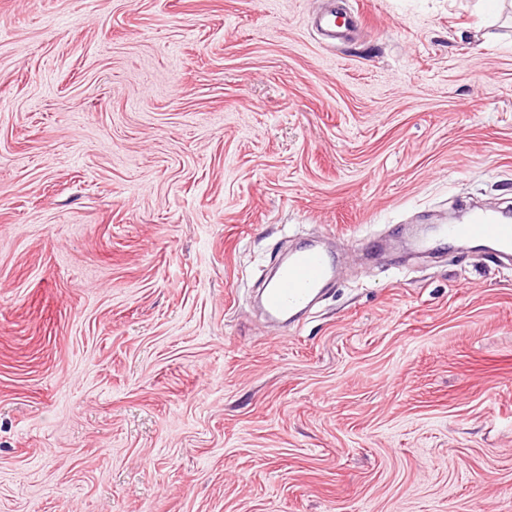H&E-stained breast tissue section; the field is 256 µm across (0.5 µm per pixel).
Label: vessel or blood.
<instances>
[{
	"label": "vessel or blood",
	"instance_id": "b4317fda",
	"mask_svg": "<svg viewBox=\"0 0 512 512\" xmlns=\"http://www.w3.org/2000/svg\"><path fill=\"white\" fill-rule=\"evenodd\" d=\"M311 25L326 40L340 41L353 27L354 17L338 0H333L328 10L312 18ZM437 239L461 244L484 243L493 247L497 257L512 258V221L484 209L473 210L466 222L434 226L431 235L419 239L417 246L431 249ZM340 270L338 253L321 242L293 251L276 279L264 290V306L271 321L287 324L312 304L320 289L334 280Z\"/></svg>",
	"mask_w": 512,
	"mask_h": 512
}]
</instances>
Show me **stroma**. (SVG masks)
<instances>
[{"label":"stroma","instance_id":"35a3bbf8","mask_svg":"<svg viewBox=\"0 0 512 512\" xmlns=\"http://www.w3.org/2000/svg\"><path fill=\"white\" fill-rule=\"evenodd\" d=\"M328 3L0 0V512H512V0ZM353 16L341 3L332 2L328 10L311 19V25L324 35L326 40L336 42L347 37L355 23ZM431 232L417 241L418 248L430 250L436 239H447L461 244L484 243L493 247L497 257L512 258V222L484 209L473 210L464 223L439 224ZM341 270L339 255L322 242H314L291 253L276 279L264 289V306L270 320L288 325L298 312L307 309L325 284Z\"/></svg>","mask_w":512,"mask_h":512}]
</instances>
